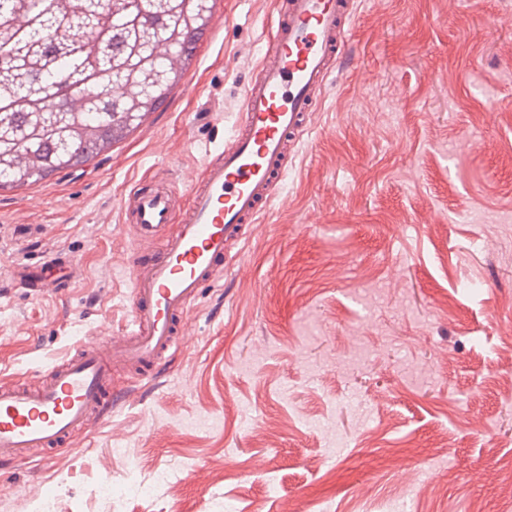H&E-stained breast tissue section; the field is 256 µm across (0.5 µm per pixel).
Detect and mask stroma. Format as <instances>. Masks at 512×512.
<instances>
[{
  "label": "stroma",
  "instance_id": "35a3bbf8",
  "mask_svg": "<svg viewBox=\"0 0 512 512\" xmlns=\"http://www.w3.org/2000/svg\"><path fill=\"white\" fill-rule=\"evenodd\" d=\"M350 61L263 221L189 313L191 342L77 451L0 478V512H512V0H357ZM273 0H223L189 74L128 141L0 193V279L69 253L41 299L0 288V378L44 373L128 323L140 244L119 197L186 196L231 134ZM164 144L167 157L156 154ZM178 161L169 167L168 158ZM464 281L478 292L461 291Z\"/></svg>",
  "mask_w": 512,
  "mask_h": 512
}]
</instances>
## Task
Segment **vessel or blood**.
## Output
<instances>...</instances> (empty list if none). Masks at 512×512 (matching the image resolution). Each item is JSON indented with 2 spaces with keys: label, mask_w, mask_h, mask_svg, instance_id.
Masks as SVG:
<instances>
[{
  "label": "vessel or blood",
  "mask_w": 512,
  "mask_h": 512,
  "mask_svg": "<svg viewBox=\"0 0 512 512\" xmlns=\"http://www.w3.org/2000/svg\"><path fill=\"white\" fill-rule=\"evenodd\" d=\"M353 18L351 0H277L266 49L240 89L236 127L205 162L189 200L158 178L121 196L123 221L142 245L131 262L130 325L74 348L38 384L0 382V463L72 451L79 433L111 417L117 368L161 377L188 344L190 306L218 283L229 245L273 200L290 147L308 131L343 57ZM81 273L59 251L38 265H14L9 279L39 298Z\"/></svg>",
  "instance_id": "b4317fda"
}]
</instances>
